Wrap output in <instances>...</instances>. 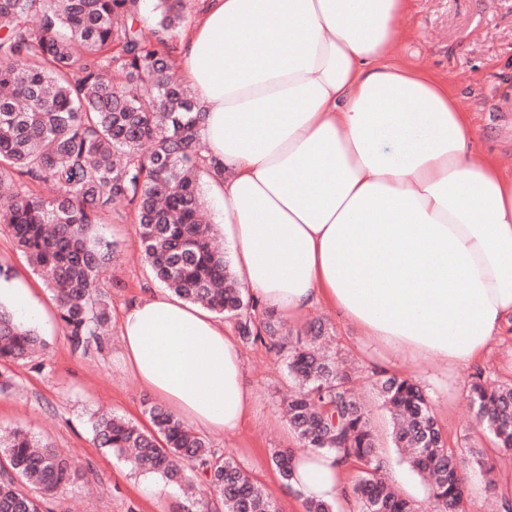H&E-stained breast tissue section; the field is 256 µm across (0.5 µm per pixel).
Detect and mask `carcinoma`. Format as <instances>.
<instances>
[{
	"label": "carcinoma",
	"mask_w": 512,
	"mask_h": 512,
	"mask_svg": "<svg viewBox=\"0 0 512 512\" xmlns=\"http://www.w3.org/2000/svg\"><path fill=\"white\" fill-rule=\"evenodd\" d=\"M184 0H156L157 20L141 25L140 0H0V223L53 291L73 351L99 342L109 321L100 288L114 260L95 233L102 215L130 213L152 279L177 296L235 319L240 339L281 355L296 390L288 423L302 450L357 465L352 492L360 512H416L383 471L356 372L321 347L325 327L309 325L293 341L272 311L259 320L231 260L211 242L199 178L224 174L200 144L203 112L176 76L173 36ZM50 187L34 193L32 185ZM46 346L33 327L0 303V390L7 364ZM393 423L395 448L430 478L436 512H458L464 470L494 465L481 450L447 446L423 389L380 374L373 380ZM478 425L512 451V385L488 389L474 374L468 393ZM151 427L102 413L92 430L102 448L186 491L198 477L224 512H279L239 464L160 404L144 409ZM298 450L270 456L285 486ZM0 512H41L40 498L68 488L80 471L24 428L0 441Z\"/></svg>",
	"instance_id": "cac0c4a2"
}]
</instances>
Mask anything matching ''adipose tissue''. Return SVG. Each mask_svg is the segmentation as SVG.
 <instances>
[{"mask_svg": "<svg viewBox=\"0 0 512 512\" xmlns=\"http://www.w3.org/2000/svg\"><path fill=\"white\" fill-rule=\"evenodd\" d=\"M177 74L204 110L237 281L285 321L325 304L370 342L468 366L512 321V173L472 160L471 116L397 62L410 0H204ZM121 362L186 425L227 436L252 407L238 340L146 291ZM347 464L298 453L299 499L346 498Z\"/></svg>", "mask_w": 512, "mask_h": 512, "instance_id": "ef3b65f1", "label": "adipose tissue"}]
</instances>
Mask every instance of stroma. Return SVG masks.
<instances>
[{
  "mask_svg": "<svg viewBox=\"0 0 512 512\" xmlns=\"http://www.w3.org/2000/svg\"><path fill=\"white\" fill-rule=\"evenodd\" d=\"M398 29L399 60L447 83L473 118L479 155L493 156L512 172V0H412ZM100 231L116 245L103 296L109 310L117 313L153 281L140 259L133 224L109 213ZM0 274L23 280L32 289L44 311L33 325L47 343L41 358L11 364L14 384L0 393V430L25 427L49 441L82 474L65 492L46 500L42 512H184L187 501L178 487L134 473L94 440L91 425L96 412L110 411L142 425L148 422L144 409L150 395L121 364L117 321L109 320L100 345L74 353L51 292L1 230ZM316 317L325 320L332 347L365 374L414 377L450 448L492 452V438L478 428L468 406V386L476 370L489 381L512 383V330L494 339L475 367L447 370L433 361L417 362L408 352L366 342L357 327L342 322L324 305L293 323V331L303 330ZM242 351L245 383L253 397L251 413L234 438L212 433L208 439L258 480L280 512H303L302 502L287 492L269 460L270 449L298 445L282 406L289 390L284 361L259 343L243 346ZM364 396L391 480L417 512H434L426 484L392 445L390 420L377 392L368 387Z\"/></svg>",
  "mask_w": 512,
  "mask_h": 512,
  "instance_id": "35a3bbf8",
  "label": "stroma"
}]
</instances>
